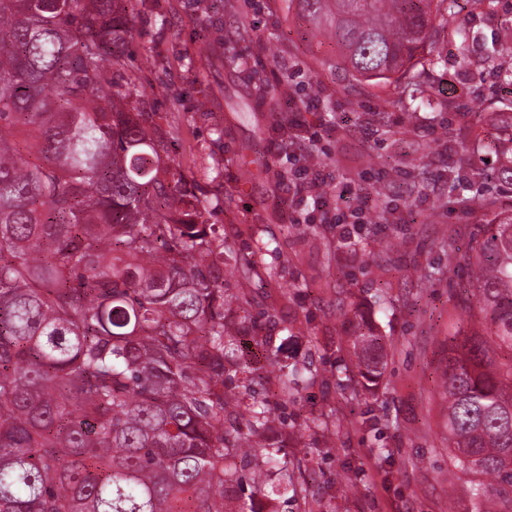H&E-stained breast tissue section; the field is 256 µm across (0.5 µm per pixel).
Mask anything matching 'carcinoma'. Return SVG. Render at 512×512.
<instances>
[{"mask_svg": "<svg viewBox=\"0 0 512 512\" xmlns=\"http://www.w3.org/2000/svg\"><path fill=\"white\" fill-rule=\"evenodd\" d=\"M125 0H0V512H228L224 460L275 461L269 409L224 392L240 349L224 324V241L166 160L157 113L112 68L132 36ZM359 82L419 91L417 51L457 0H298ZM439 24H434V21ZM512 83V46L498 53ZM494 178L512 186V112ZM29 127L36 143L15 140ZM480 145L458 153L474 166ZM487 216L474 297L512 349V209ZM359 389L386 348L351 325ZM479 332L448 339V455L477 479L474 512H512V361ZM238 423L228 430L225 423Z\"/></svg>", "mask_w": 512, "mask_h": 512, "instance_id": "1", "label": "carcinoma"}]
</instances>
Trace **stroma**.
I'll return each instance as SVG.
<instances>
[{
  "label": "stroma",
  "instance_id": "1",
  "mask_svg": "<svg viewBox=\"0 0 512 512\" xmlns=\"http://www.w3.org/2000/svg\"><path fill=\"white\" fill-rule=\"evenodd\" d=\"M134 35L118 71L160 113L169 158L207 204L224 241V318L247 321L236 341L247 368H226L228 394L282 417L277 467L290 499L259 490L241 457L228 466L244 512H471L473 485L448 458L441 373L448 335L476 325L468 250L481 219L466 200L495 164L500 130L488 119L512 93L494 48L512 28V0H459L467 42L428 43L423 103L403 83L351 84L334 40L313 34L297 0H129ZM307 112L306 133L284 137L282 85ZM452 128L455 139L443 137ZM488 148L476 174L454 159L470 138ZM316 156L328 212L282 200L281 174ZM372 199L369 224L342 240L337 215ZM370 316L387 343L375 393L354 394L349 322ZM293 401L280 399L291 369ZM334 435L323 443L314 428Z\"/></svg>",
  "mask_w": 512,
  "mask_h": 512
}]
</instances>
